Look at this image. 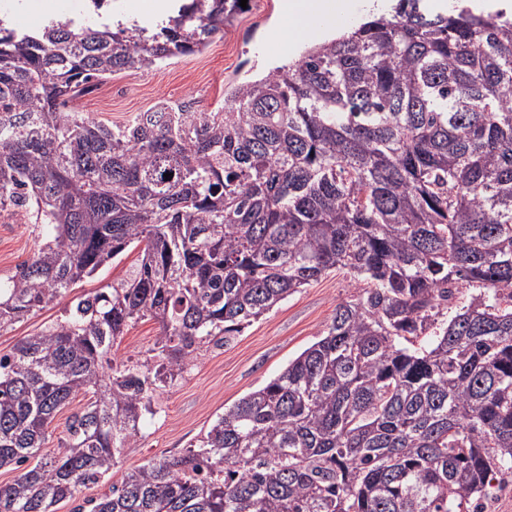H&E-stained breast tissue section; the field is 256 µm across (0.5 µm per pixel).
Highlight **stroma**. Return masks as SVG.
I'll list each match as a JSON object with an SVG mask.
<instances>
[{
    "mask_svg": "<svg viewBox=\"0 0 512 512\" xmlns=\"http://www.w3.org/2000/svg\"><path fill=\"white\" fill-rule=\"evenodd\" d=\"M81 0H0V12H10L31 27L48 14L70 15ZM279 23L267 0H248L243 13L201 54L182 58L157 70L119 75L98 84L80 100L86 112L113 124L151 109L159 98L198 101L210 112L224 109V88L234 80L261 77L298 54L300 45L278 46L273 31ZM42 229L17 215H0V278L12 275L18 264L36 250ZM138 259L129 252L119 264L77 284L53 305L31 319L0 331V354L8 353L23 337L59 318L71 302L123 277ZM362 284L350 275L333 272L280 302L227 345L196 351L193 362L174 386L153 395V415L147 416L131 447L123 449L112 469L113 483L125 473L163 456L182 455L212 423L249 391L262 385L288 362L318 340L337 305L358 294ZM158 325L152 320L133 324L112 348L116 361L146 359L154 346Z\"/></svg>",
    "mask_w": 512,
    "mask_h": 512,
    "instance_id": "1",
    "label": "stroma"
}]
</instances>
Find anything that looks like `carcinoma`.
I'll return each mask as SVG.
<instances>
[{"label":"carcinoma","mask_w":512,"mask_h":512,"mask_svg":"<svg viewBox=\"0 0 512 512\" xmlns=\"http://www.w3.org/2000/svg\"><path fill=\"white\" fill-rule=\"evenodd\" d=\"M240 0L150 24L0 18V212L46 236L0 331L141 248L126 276L0 356V512H482L512 472V17L399 0L224 90V111L109 125L94 83L203 51ZM365 283L195 448L104 493L202 346L322 276ZM462 288L477 293L454 309ZM152 360H112L144 318ZM78 394L57 456L56 413Z\"/></svg>","instance_id":"1"}]
</instances>
